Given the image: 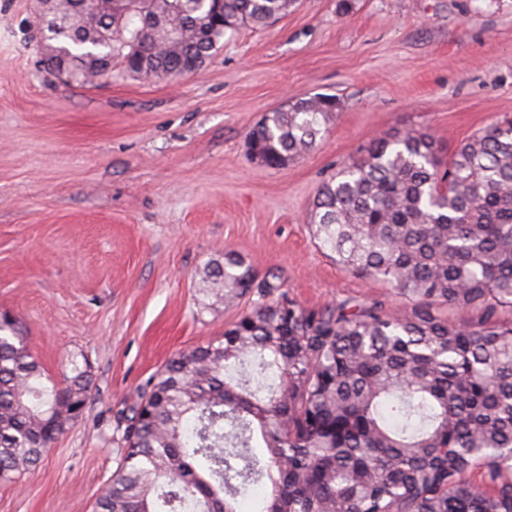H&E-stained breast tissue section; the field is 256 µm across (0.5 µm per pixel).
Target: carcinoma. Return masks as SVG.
Here are the masks:
<instances>
[{
  "mask_svg": "<svg viewBox=\"0 0 512 512\" xmlns=\"http://www.w3.org/2000/svg\"><path fill=\"white\" fill-rule=\"evenodd\" d=\"M295 0H58L38 29L52 74L176 81L228 34L264 28ZM339 107L314 95L246 137L281 169L313 149ZM345 271L401 308L346 300L307 311L263 282L224 335L179 353L124 419L123 453L94 512H512V120L443 161L423 131L386 134L324 181L310 211ZM205 282L234 303L255 274L231 251ZM18 319L0 313V481L37 467L84 414L87 367L51 385ZM261 452H255V449Z\"/></svg>",
  "mask_w": 512,
  "mask_h": 512,
  "instance_id": "obj_1",
  "label": "carcinoma"
}]
</instances>
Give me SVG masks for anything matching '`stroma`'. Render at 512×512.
I'll list each match as a JSON object with an SVG mask.
<instances>
[{"label": "stroma", "mask_w": 512, "mask_h": 512, "mask_svg": "<svg viewBox=\"0 0 512 512\" xmlns=\"http://www.w3.org/2000/svg\"><path fill=\"white\" fill-rule=\"evenodd\" d=\"M33 10L0 0V311L48 375L83 358L93 387L38 467L0 483V512H92L121 411L250 307L203 291L210 261L234 252L308 310L397 306L320 248L313 199L377 136L426 131L447 155L512 119V0H297L179 82L116 69L83 86L44 71ZM317 94L340 102L318 147L282 169L253 163L248 132Z\"/></svg>", "instance_id": "stroma-1"}]
</instances>
